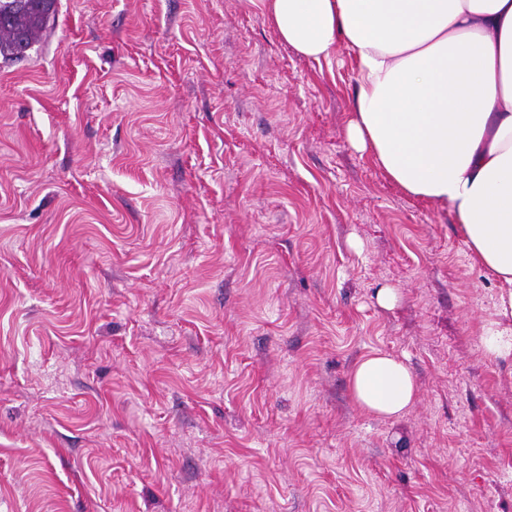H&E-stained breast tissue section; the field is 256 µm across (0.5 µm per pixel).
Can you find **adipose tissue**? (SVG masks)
I'll list each match as a JSON object with an SVG mask.
<instances>
[{
	"label": "adipose tissue",
	"instance_id": "1",
	"mask_svg": "<svg viewBox=\"0 0 512 512\" xmlns=\"http://www.w3.org/2000/svg\"><path fill=\"white\" fill-rule=\"evenodd\" d=\"M302 56L354 58L348 133L404 194L449 209L470 259L497 286L485 354L512 363V0H261ZM356 404L414 405L408 366L376 350L350 373Z\"/></svg>",
	"mask_w": 512,
	"mask_h": 512
}]
</instances>
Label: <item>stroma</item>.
Returning <instances> with one entry per match:
<instances>
[{"instance_id": "stroma-1", "label": "stroma", "mask_w": 512, "mask_h": 512, "mask_svg": "<svg viewBox=\"0 0 512 512\" xmlns=\"http://www.w3.org/2000/svg\"><path fill=\"white\" fill-rule=\"evenodd\" d=\"M353 84L260 0H57L0 59V512H512L496 286ZM374 349L403 417L350 393ZM350 388L363 411L388 419L408 412L417 394L408 366L381 350L365 355L355 364L350 373Z\"/></svg>"}]
</instances>
